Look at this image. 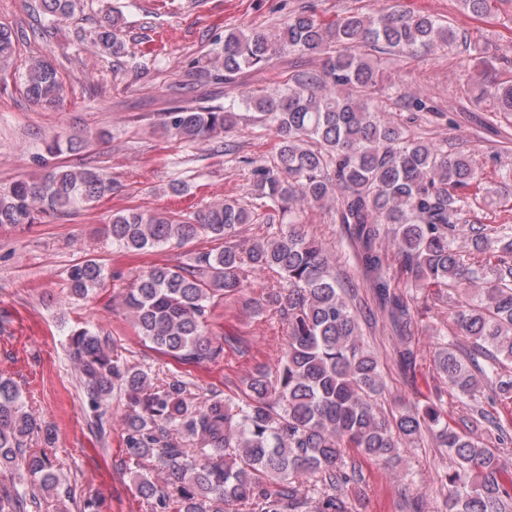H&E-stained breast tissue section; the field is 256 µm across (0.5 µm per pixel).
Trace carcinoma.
Returning a JSON list of instances; mask_svg holds the SVG:
<instances>
[{"instance_id": "carcinoma-1", "label": "carcinoma", "mask_w": 512, "mask_h": 512, "mask_svg": "<svg viewBox=\"0 0 512 512\" xmlns=\"http://www.w3.org/2000/svg\"><path fill=\"white\" fill-rule=\"evenodd\" d=\"M474 19L490 12V0H459ZM77 0H38L36 11L52 21L75 12ZM23 36L0 26V61L11 59ZM451 23L398 9L366 15L347 13L326 26L307 11H295L277 31L229 30L224 55L203 67L217 83L268 68L281 54L318 62L288 73L283 89L242 100L252 120L275 131L276 155L251 165L250 201L226 199L185 216L123 209L112 214L104 234L128 252L182 245L198 236L213 246L186 265L155 264L142 271L124 295L137 334L180 362H216L224 343L209 319L216 302L243 295L253 274L271 272L277 287L266 302L287 325V340L274 370L260 368L238 399L212 396L196 401L192 383L172 373L157 385L152 373L122 360L99 332H70V351L88 394L105 402L117 390L125 398V446L130 457L147 459L166 475L160 485L137 482L141 497L175 512H348L342 490L359 483L344 452L355 448L384 468L430 437L454 465L440 476L448 489V512H512V481L498 479L512 467V416L489 420L499 448L492 449L448 422L435 402L415 403L398 414L377 411L385 382L378 360L364 346L350 296L322 243L300 224L307 206L331 210L349 227L360 267L375 290L378 307L400 338L403 368L416 366L411 345L410 305L387 278L388 252L396 250L409 288L455 286L461 291L455 331L433 363L449 386L476 398L483 385L490 399L512 400V224L464 221L481 196L494 212L499 187L485 181L467 149L448 151L404 122L380 115L384 98H404L399 82L383 81L381 56L415 55L455 45ZM93 45L117 57L124 51L120 27L107 19ZM473 70L486 74L496 56L473 46ZM21 79L27 96L51 106L61 97L57 68L33 57ZM468 102L512 117V84L478 81L462 85ZM236 113L177 104L162 113L165 134L184 143L211 140L234 126ZM79 137L55 140L45 151L78 153ZM117 180L85 164L43 167L34 180L0 187V226H28L74 210H87L121 191ZM288 222L276 224V218ZM267 220L265 236L237 239L243 224ZM106 278L95 258L71 265L67 288L86 298ZM53 440L49 427L25 410L16 382L0 376V476L12 486L0 491V512H35L40 498L58 493L60 478L50 459L27 448L33 434Z\"/></svg>"}]
</instances>
